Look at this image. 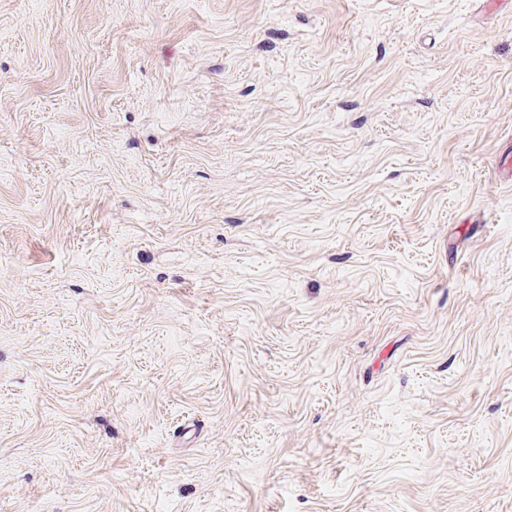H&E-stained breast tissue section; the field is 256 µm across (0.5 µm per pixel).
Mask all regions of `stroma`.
Listing matches in <instances>:
<instances>
[{"label": "stroma", "instance_id": "35a3bbf8", "mask_svg": "<svg viewBox=\"0 0 512 512\" xmlns=\"http://www.w3.org/2000/svg\"><path fill=\"white\" fill-rule=\"evenodd\" d=\"M512 12L0 0V512H512Z\"/></svg>", "mask_w": 512, "mask_h": 512}]
</instances>
